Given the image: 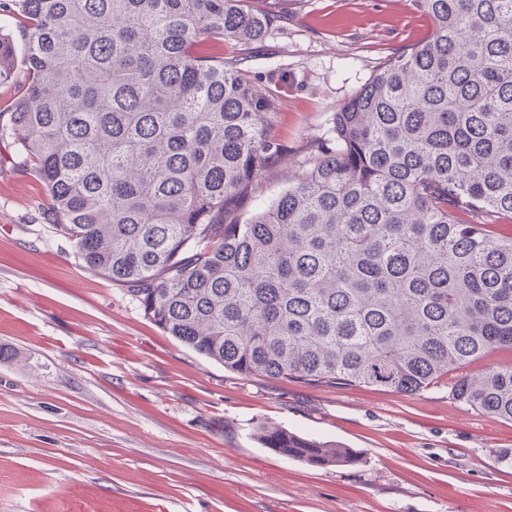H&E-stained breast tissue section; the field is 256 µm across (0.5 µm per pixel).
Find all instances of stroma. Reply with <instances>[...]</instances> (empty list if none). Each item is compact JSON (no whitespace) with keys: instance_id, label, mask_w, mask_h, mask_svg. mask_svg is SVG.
<instances>
[{"instance_id":"35a3bbf8","label":"stroma","mask_w":512,"mask_h":512,"mask_svg":"<svg viewBox=\"0 0 512 512\" xmlns=\"http://www.w3.org/2000/svg\"><path fill=\"white\" fill-rule=\"evenodd\" d=\"M281 20L225 45L276 101L284 148L260 180L301 177L336 108L430 20L413 0H262ZM0 141V512H512V421L440 386L413 395L243 378L168 336L44 220V189ZM278 425L360 451L314 468L261 447Z\"/></svg>"}]
</instances>
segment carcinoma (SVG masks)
<instances>
[{"label":"carcinoma","mask_w":512,"mask_h":512,"mask_svg":"<svg viewBox=\"0 0 512 512\" xmlns=\"http://www.w3.org/2000/svg\"><path fill=\"white\" fill-rule=\"evenodd\" d=\"M430 38L334 113L274 198L275 103L221 47L262 41L251 0H0V140L44 219L163 332L246 378L452 399L512 420V0H414ZM469 220L461 221L458 215ZM288 459L357 451L262 425ZM510 365H512V349L501 348L496 349L485 357L471 363L468 366L467 371L471 373H480L489 367H508Z\"/></svg>","instance_id":"cac0c4a2"}]
</instances>
